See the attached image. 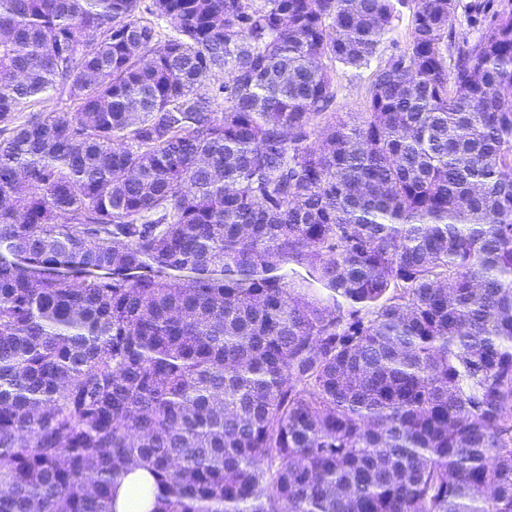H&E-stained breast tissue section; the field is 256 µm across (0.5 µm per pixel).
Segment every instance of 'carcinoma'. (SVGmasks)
<instances>
[{
	"mask_svg": "<svg viewBox=\"0 0 512 512\" xmlns=\"http://www.w3.org/2000/svg\"><path fill=\"white\" fill-rule=\"evenodd\" d=\"M141 2L0 0V512H512V8ZM413 10V0L397 3L398 17L393 28L367 67L354 69L336 63V103L330 112L339 113L344 118L354 116L355 112H365L371 73L389 55L407 48L411 40ZM460 13L461 10L459 9L458 21L455 24V40L452 45L448 42V49L444 51L448 66H452L459 45H463L465 42L472 44L479 38V32L476 29L467 26L463 21L460 23V20H462ZM114 512H151L155 506L153 479L146 469H135L123 477L114 493Z\"/></svg>",
	"mask_w": 512,
	"mask_h": 512,
	"instance_id": "cac0c4a2",
	"label": "carcinoma"
}]
</instances>
